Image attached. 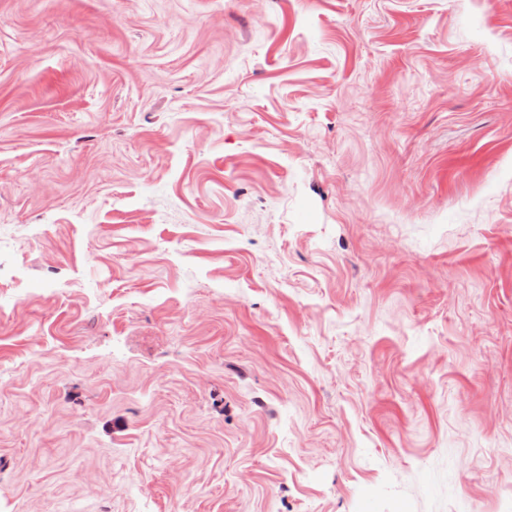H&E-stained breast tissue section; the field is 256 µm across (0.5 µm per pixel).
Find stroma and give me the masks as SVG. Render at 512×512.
<instances>
[{"label":"stroma","mask_w":512,"mask_h":512,"mask_svg":"<svg viewBox=\"0 0 512 512\" xmlns=\"http://www.w3.org/2000/svg\"><path fill=\"white\" fill-rule=\"evenodd\" d=\"M0 512H512V0H0Z\"/></svg>","instance_id":"obj_1"}]
</instances>
